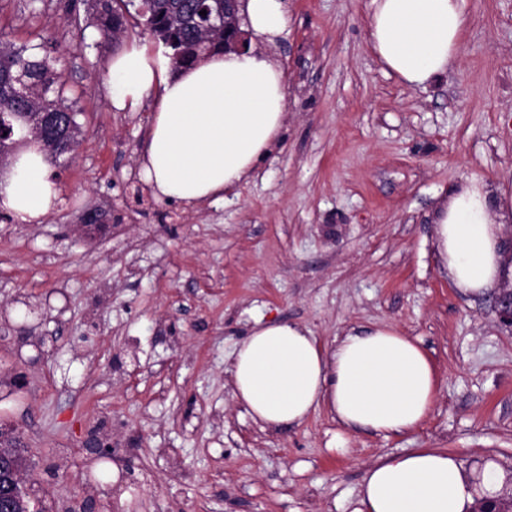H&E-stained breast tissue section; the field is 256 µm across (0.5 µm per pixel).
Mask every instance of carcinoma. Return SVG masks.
<instances>
[{
    "instance_id": "carcinoma-1",
    "label": "carcinoma",
    "mask_w": 512,
    "mask_h": 512,
    "mask_svg": "<svg viewBox=\"0 0 512 512\" xmlns=\"http://www.w3.org/2000/svg\"><path fill=\"white\" fill-rule=\"evenodd\" d=\"M90 23L108 41H118L129 27L125 0H85ZM138 24L168 45L177 65L205 58L213 46L224 43V31L209 24L224 14V0H140ZM206 15H200V11ZM39 45L17 46L0 39V124L11 127L12 135L0 141V162L8 163L18 146L33 139L36 118L54 112L65 136L49 135L44 155L53 164L67 157L58 144L74 138L80 127L77 112L64 96L66 82L58 68L59 59L40 53Z\"/></svg>"
}]
</instances>
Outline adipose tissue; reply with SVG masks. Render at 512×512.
<instances>
[{
  "instance_id": "adipose-tissue-1",
  "label": "adipose tissue",
  "mask_w": 512,
  "mask_h": 512,
  "mask_svg": "<svg viewBox=\"0 0 512 512\" xmlns=\"http://www.w3.org/2000/svg\"><path fill=\"white\" fill-rule=\"evenodd\" d=\"M257 38L247 53L211 54L175 67L170 56L133 47L107 63L114 110H135L159 90L144 181L160 199L189 204L245 182L280 137L287 114L284 74L267 53L288 25L284 0H246ZM465 0H370L368 38L379 61L412 87H423L455 62L468 27ZM59 192L36 146L20 149L0 176V207L38 224ZM512 194L468 180L450 188L434 212L438 255L455 288L482 295L500 286L507 256L502 226ZM234 396L251 418L272 429L303 425L328 408L347 430L388 436L418 427L431 410L438 379L424 349L395 326L350 330L332 348L289 322H256L233 352ZM496 464L464 472L456 455L418 448L369 467L354 512H470L476 496H494Z\"/></svg>"
}]
</instances>
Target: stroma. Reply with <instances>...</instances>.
Masks as SVG:
<instances>
[{"instance_id": "obj_1", "label": "stroma", "mask_w": 512, "mask_h": 512, "mask_svg": "<svg viewBox=\"0 0 512 512\" xmlns=\"http://www.w3.org/2000/svg\"><path fill=\"white\" fill-rule=\"evenodd\" d=\"M270 53L287 129L252 177L189 205L140 176L156 102L115 111L119 46L78 31L81 0H0V36L60 57L82 137L55 168L39 224L0 220V426L24 445L43 512H353L365 469L415 448L485 461L512 498V327L492 295H463L435 247L449 187L512 188V0H465L457 62L424 88L374 55L369 0H287ZM105 232H75L85 214ZM307 326L328 347L390 324L438 375L422 425L349 432L324 410L300 427L255 423L233 394L232 352L256 321ZM112 446L97 458L91 432Z\"/></svg>"}]
</instances>
